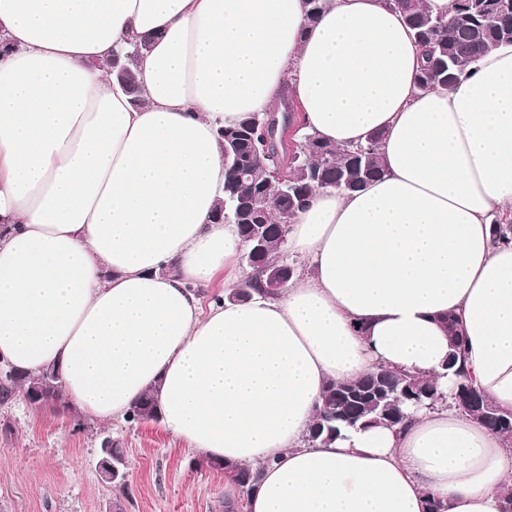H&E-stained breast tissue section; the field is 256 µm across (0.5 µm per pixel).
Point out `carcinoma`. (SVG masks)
<instances>
[{"label": "carcinoma", "mask_w": 512, "mask_h": 512, "mask_svg": "<svg viewBox=\"0 0 512 512\" xmlns=\"http://www.w3.org/2000/svg\"><path fill=\"white\" fill-rule=\"evenodd\" d=\"M406 25L423 49L424 63L416 80V89L428 91L435 88L448 89L458 83L468 67L482 55L498 48L501 31L512 32V0H449L448 15H434L424 0H413L411 10L400 9ZM148 48L137 44L116 53L108 68L122 84L131 102L141 103V84L138 73L139 59ZM294 104H284V113L268 118L260 115L246 116L241 122L242 130L224 139L227 152L228 177L224 185V200L216 209L225 210L229 221L238 227L243 241L253 234L252 222L240 214L239 202L251 188L265 190L272 200L274 214H266L263 227L262 247L257 263L251 265L252 276L246 288L234 293L236 298H245L252 292L268 293V272L285 264L280 254L286 241L287 224L302 208L317 189H332L348 192V186H364L382 177L386 172L384 158L380 152L382 134L369 137L367 144L354 148H338L317 135L309 137L315 143L316 163L300 167L293 160L288 162V184L281 185L272 178L268 170L280 163L277 134L274 125L291 119ZM267 150V168L254 167L250 180L239 184L234 180L231 166L247 155L251 146ZM415 382L426 393L423 400L433 401L435 385L428 380L405 373L385 369L369 372L354 380L332 382L326 387L321 406L310 426L311 441L335 439L343 433L366 425L390 426L401 424V412L414 401L397 400L401 387ZM37 386L42 391L40 405L55 404L67 407L64 400L63 380L58 370L46 368L32 374L19 373L11 367L0 371V407L12 404L16 395ZM161 419L156 394L149 391L129 410L126 420L130 423L154 422Z\"/></svg>", "instance_id": "1"}]
</instances>
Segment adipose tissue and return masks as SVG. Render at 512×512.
I'll return each mask as SVG.
<instances>
[{"mask_svg":"<svg viewBox=\"0 0 512 512\" xmlns=\"http://www.w3.org/2000/svg\"><path fill=\"white\" fill-rule=\"evenodd\" d=\"M145 41L143 102L106 68ZM422 51L390 0H0V355L60 371L73 408L126 416L156 390L190 450L247 466L227 512H501L512 446L449 406L453 317L473 384L512 412V47L419 93ZM297 100L339 147L382 132L386 174L318 190L289 256L309 276L202 309L239 285L237 227L214 222L216 135ZM383 366L443 402L400 425L306 436L327 385Z\"/></svg>","mask_w":512,"mask_h":512,"instance_id":"1","label":"adipose tissue"}]
</instances>
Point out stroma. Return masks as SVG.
<instances>
[{"label": "stroma", "instance_id": "35a3bbf8", "mask_svg": "<svg viewBox=\"0 0 512 512\" xmlns=\"http://www.w3.org/2000/svg\"><path fill=\"white\" fill-rule=\"evenodd\" d=\"M124 448L126 488L103 482V439ZM224 475L163 422L95 423L74 410L0 408V512H225Z\"/></svg>", "mask_w": 512, "mask_h": 512}]
</instances>
